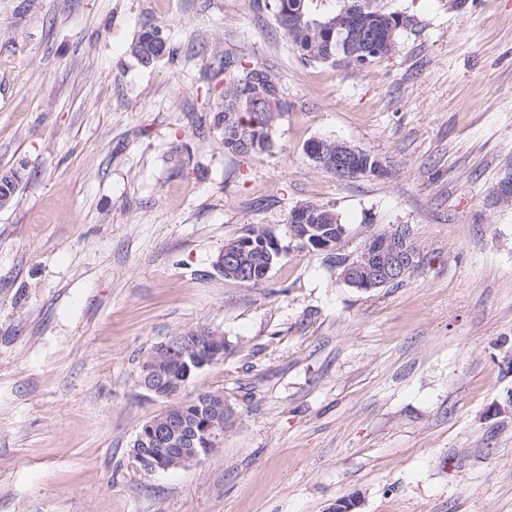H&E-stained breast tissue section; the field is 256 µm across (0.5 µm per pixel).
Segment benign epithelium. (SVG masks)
<instances>
[{
	"mask_svg": "<svg viewBox=\"0 0 512 512\" xmlns=\"http://www.w3.org/2000/svg\"><path fill=\"white\" fill-rule=\"evenodd\" d=\"M310 232L313 233L311 242L318 250L334 254L347 230L338 225L336 235L318 236L317 228L312 225ZM249 247L251 243L247 241L225 243L218 257V267L231 277L244 274L239 254ZM419 251L410 225H397L383 236L369 237L355 257L343 259L340 264L342 278L359 290L388 286L406 278L424 264V256ZM226 346L224 336L213 330L200 344L175 336L156 344L141 365L139 385L145 397L158 395V384L167 377L171 378L168 396L184 395L187 379L173 378V371L188 373L193 366L203 369L223 358ZM224 428V395L216 394L209 400V409L199 424V430H189L178 416L164 414L138 431L132 456L149 471L188 468L220 447ZM149 446L157 447L159 451L144 453Z\"/></svg>",
	"mask_w": 512,
	"mask_h": 512,
	"instance_id": "obj_1",
	"label": "benign epithelium"
}]
</instances>
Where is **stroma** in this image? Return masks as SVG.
I'll list each match as a JSON object with an SVG mask.
<instances>
[{
    "label": "stroma",
    "mask_w": 512,
    "mask_h": 512,
    "mask_svg": "<svg viewBox=\"0 0 512 512\" xmlns=\"http://www.w3.org/2000/svg\"><path fill=\"white\" fill-rule=\"evenodd\" d=\"M265 0H0V512H512V0H371L409 16L368 68L308 65ZM163 27L173 57L130 53ZM277 70L271 152L225 153L224 56ZM376 155L342 180L303 147ZM334 208L356 255L411 225L402 285L350 287L288 235ZM283 247L255 288L214 264L246 227ZM229 342L187 392L235 410L186 469L131 457L168 408L150 348L198 328ZM317 139V138H316ZM316 139H312L310 140L303 148L304 150V153L307 157V159L309 161H311L315 167H318V168H321V169H324L326 171H330V172H333L334 174L338 175L339 178H343V177H346V178H357V177H367L365 176L363 173H364V168L367 166V164L369 163L370 161V169L367 168L365 173H370V174H380L381 172V168L380 166L375 163V159H377L379 161V164L382 165L381 161L373 154L371 153H368L367 151L363 150V149H360L356 146H351L350 144L348 143H336V142H340L338 140H335V139H331V142H329V144H332V143H336L332 145V147H330V150H333L334 147L336 146V159L338 161H341L343 163H346L348 162L350 159H351V153L353 152H356V150L354 148H356L358 150V155L354 154L353 155V158L351 160V165L354 166V169H350L349 171H346L345 169L343 171H339L337 168H336V165L334 167H329L325 164H323L322 160L321 159H314L312 158V156H310L309 154V149L310 151H313L314 152V155H321V152L324 150V146L321 145V144H315L314 146H311L310 148V145L316 140ZM373 165V166H372Z\"/></svg>",
    "instance_id": "35a3bbf8"
}]
</instances>
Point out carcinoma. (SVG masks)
Wrapping results in <instances>:
<instances>
[{"label":"carcinoma","instance_id":"1","mask_svg":"<svg viewBox=\"0 0 512 512\" xmlns=\"http://www.w3.org/2000/svg\"><path fill=\"white\" fill-rule=\"evenodd\" d=\"M266 7L273 13L278 26L288 41L297 50L300 58L309 64H330L338 68L369 67L382 58L391 55L396 49V37L399 29L407 26V19L396 12H384L373 9L368 0H346L337 11L315 16L311 11L310 0H267ZM340 20L349 28L345 40L351 45V54L336 51L338 35L332 34L333 21ZM132 54L143 65L170 57L174 48L158 27L144 31L133 44ZM211 79L223 85V106L215 114V124L220 126L229 121L240 139L258 142V153L271 151L274 146L273 132L279 119L288 112V100L284 97L279 77L271 69L254 64L246 68L237 61L224 56V61L213 71ZM310 145L304 146L307 159L314 166L330 171L338 177L357 178L363 176L368 163L376 156L360 149L353 155V169L340 171L323 164L322 160L309 155ZM306 223L316 224L327 232H335L340 220L327 205L307 203ZM246 279L239 284L257 287L269 278L271 267L265 255L252 248L248 249ZM200 393L194 401H186L179 396L167 399L171 405L168 412L183 415L187 426L196 423L199 413L206 411L204 398Z\"/></svg>","mask_w":512,"mask_h":512}]
</instances>
